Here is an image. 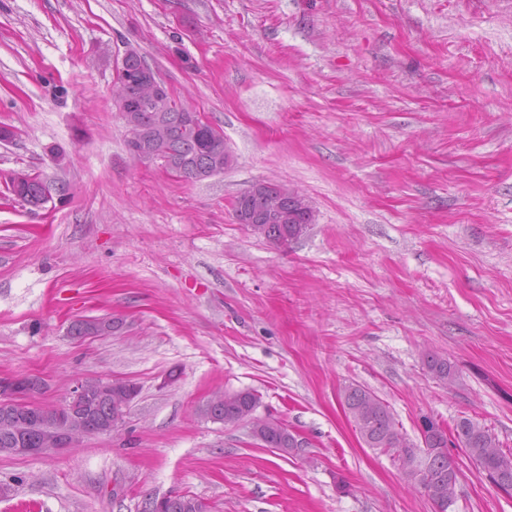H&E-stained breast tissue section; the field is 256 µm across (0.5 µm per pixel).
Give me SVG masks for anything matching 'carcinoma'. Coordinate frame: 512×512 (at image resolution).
<instances>
[{
  "instance_id": "carcinoma-1",
  "label": "carcinoma",
  "mask_w": 512,
  "mask_h": 512,
  "mask_svg": "<svg viewBox=\"0 0 512 512\" xmlns=\"http://www.w3.org/2000/svg\"><path fill=\"white\" fill-rule=\"evenodd\" d=\"M142 126L151 134L167 137V148L178 158L176 175L187 181H200V170L211 168L210 175L224 171V132L210 129L211 149L192 139L185 119L181 118L182 102L171 94L164 99L136 107ZM276 247L288 241V225L268 231L264 225L255 227ZM424 365L429 373L443 382L454 379V366L448 358L428 353ZM137 395L136 386L121 380L112 382V404L129 406ZM346 408L363 442L388 454L405 478L420 486L435 506V512H448L458 499L461 468L459 460L448 450V438L453 447L461 449L474 463L478 472L496 487L512 489V451L501 449L500 441L488 428L471 418L460 419L453 430L431 423L421 432L423 445H418L401 432L389 407L373 391L350 384L343 391ZM218 417L226 425L249 423L259 430L260 441L267 448H293L294 437L283 422L259 417L256 411L260 397L241 390L217 395ZM162 502V512H205V505L190 495H170Z\"/></svg>"
}]
</instances>
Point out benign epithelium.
<instances>
[{"label": "benign epithelium", "mask_w": 512, "mask_h": 512, "mask_svg": "<svg viewBox=\"0 0 512 512\" xmlns=\"http://www.w3.org/2000/svg\"><path fill=\"white\" fill-rule=\"evenodd\" d=\"M115 104L124 122L125 133L130 141L132 154L141 162L158 164L172 171L173 164L167 151L144 141L142 129L131 101L127 98L126 81L116 82ZM185 120L195 131L207 134L209 121L202 113L184 106ZM14 185L15 198L25 207L41 208L51 201L52 192L44 188L38 192L29 186L25 174L14 173L9 178ZM234 215L241 224L255 227L258 224H293L295 232L288 237L292 242L301 237L313 222V211L307 200L296 190L280 187L272 192L267 184L258 182L240 194L235 201ZM39 383L34 376H8L0 378V427L12 431L15 438L7 442L16 455H42L60 452L73 446L79 435L97 433L104 427H112V413L98 414L95 404L106 398L108 386L90 388L84 382L77 383L64 404V413L57 429L29 439L25 432L39 423L38 405L23 398V390Z\"/></svg>", "instance_id": "obj_1"}]
</instances>
